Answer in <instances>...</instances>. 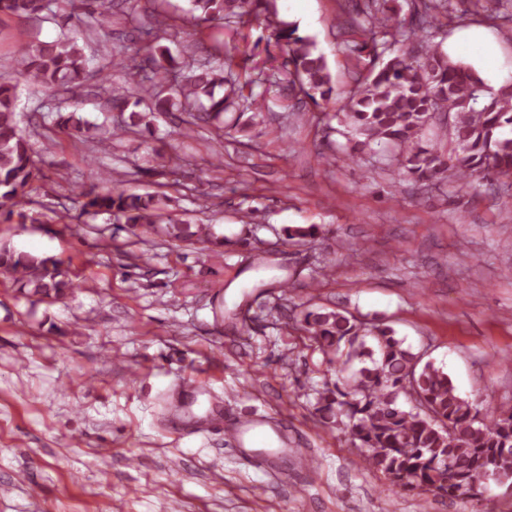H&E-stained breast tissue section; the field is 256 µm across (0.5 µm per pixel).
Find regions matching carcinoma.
<instances>
[{"instance_id": "carcinoma-1", "label": "carcinoma", "mask_w": 512, "mask_h": 512, "mask_svg": "<svg viewBox=\"0 0 512 512\" xmlns=\"http://www.w3.org/2000/svg\"><path fill=\"white\" fill-rule=\"evenodd\" d=\"M190 18L240 29L263 19L268 39L284 49L288 90L320 108L337 94L324 57L314 41L278 20L275 0H189ZM355 14L340 9V28L357 32L348 41L353 84L339 122L348 130L347 156L358 161L377 144L389 150L388 166L398 174L428 185L441 182L453 191L476 181L503 182L500 204L512 209V83L491 89L471 65L456 60L437 40L446 21L482 15L499 17L493 3L508 10L512 0H407L408 13L390 0H356ZM79 7L52 10L54 0H0V12L25 18L53 15L61 34L52 41L27 44L18 53L15 75H0V223L13 216L35 223L36 213L14 210L41 177L31 135L16 119L19 81L42 94L38 111L57 114V125L76 136L90 124L75 110L62 112L59 92L67 100L82 97L87 58L79 38L88 18H101L107 30L117 0H79ZM165 20L141 31L148 51L146 64L116 53L144 72L136 81L114 84L102 77L109 111L118 113L113 128L97 135L105 145L129 133L150 131L156 112L176 109L190 121L185 135L200 122H223L234 109L259 115L262 94L243 93L233 57L215 63L195 54L176 58L159 45ZM149 100L144 112L126 109ZM95 184L78 194L80 223L107 214L118 224L151 228L167 222L182 232L155 195L129 193L121 180L99 169ZM0 273L21 284V290L43 302L65 297L77 287L73 274L52 256L17 254L0 247ZM303 328L325 355L336 361V382L318 399L325 424H345L366 451L368 466L387 475L396 491H427L435 495L476 496L492 475L512 483V408L480 415L458 394L443 368L404 346L389 327L365 328L343 312L309 311ZM363 363L346 377L354 361ZM415 402L404 409L399 399Z\"/></svg>"}]
</instances>
